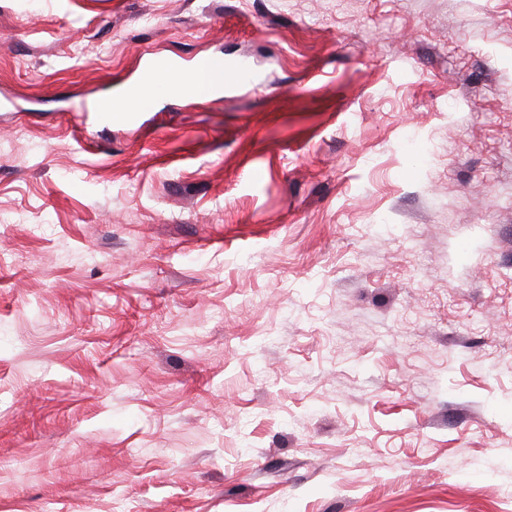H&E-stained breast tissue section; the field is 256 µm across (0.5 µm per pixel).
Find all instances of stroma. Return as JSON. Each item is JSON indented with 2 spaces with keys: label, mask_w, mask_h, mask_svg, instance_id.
Listing matches in <instances>:
<instances>
[{
  "label": "stroma",
  "mask_w": 512,
  "mask_h": 512,
  "mask_svg": "<svg viewBox=\"0 0 512 512\" xmlns=\"http://www.w3.org/2000/svg\"><path fill=\"white\" fill-rule=\"evenodd\" d=\"M0 512H512V0H0ZM224 80H226L224 61L222 62L221 69H208L200 65L190 74L176 79L179 85L177 95L195 98H213L220 96L224 93ZM135 86V85H134ZM128 87L125 88L124 91L116 97L117 100L120 102L121 106L124 107L125 112H137L138 108H142V96L141 95H132L129 93L130 89L133 88ZM94 109L97 110H104L108 112L112 116V112H124L119 108H115V106L112 104V102L104 101V100H98L95 102Z\"/></svg>",
  "instance_id": "35a3bbf8"
}]
</instances>
